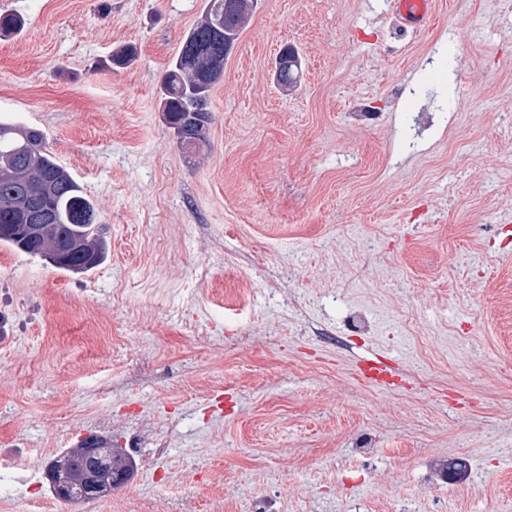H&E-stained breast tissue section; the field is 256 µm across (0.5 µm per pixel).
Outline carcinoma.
Wrapping results in <instances>:
<instances>
[{
	"label": "carcinoma",
	"instance_id": "carcinoma-1",
	"mask_svg": "<svg viewBox=\"0 0 512 512\" xmlns=\"http://www.w3.org/2000/svg\"><path fill=\"white\" fill-rule=\"evenodd\" d=\"M247 2L240 0V12L226 20L221 0H206L200 20L163 76L161 112L184 145L206 142L210 91L224 71V27H244L251 12ZM0 244L76 274L98 266L106 250L93 204L47 149L43 133L8 119H0ZM86 444L84 439L50 462L47 475L52 491L63 478L79 479L90 463L82 452ZM95 447L109 462L104 481L117 477L128 481L131 461L104 439Z\"/></svg>",
	"mask_w": 512,
	"mask_h": 512
}]
</instances>
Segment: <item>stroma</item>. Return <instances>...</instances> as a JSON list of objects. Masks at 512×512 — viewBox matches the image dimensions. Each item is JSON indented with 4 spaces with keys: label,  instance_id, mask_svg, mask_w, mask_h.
I'll list each match as a JSON object with an SVG mask.
<instances>
[{
    "label": "stroma",
    "instance_id": "obj_1",
    "mask_svg": "<svg viewBox=\"0 0 512 512\" xmlns=\"http://www.w3.org/2000/svg\"><path fill=\"white\" fill-rule=\"evenodd\" d=\"M204 4L0 0V117L108 249L79 275L0 245V512H512V0L417 32L391 0H257L192 152L160 86ZM148 422L127 485L54 497L41 449Z\"/></svg>",
    "mask_w": 512,
    "mask_h": 512
}]
</instances>
